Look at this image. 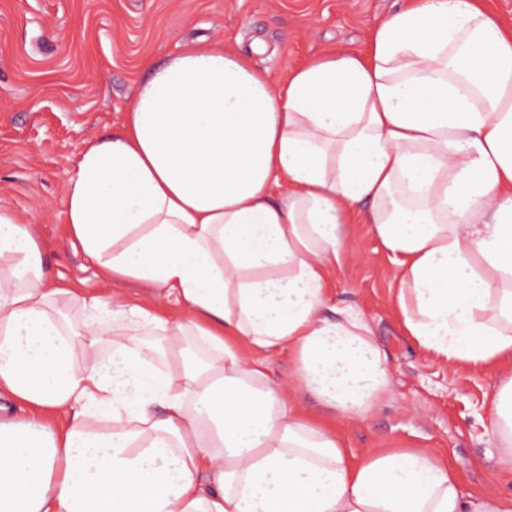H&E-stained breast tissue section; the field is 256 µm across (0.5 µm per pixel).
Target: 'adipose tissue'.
<instances>
[{
    "label": "adipose tissue",
    "mask_w": 512,
    "mask_h": 512,
    "mask_svg": "<svg viewBox=\"0 0 512 512\" xmlns=\"http://www.w3.org/2000/svg\"><path fill=\"white\" fill-rule=\"evenodd\" d=\"M146 68L127 122L68 178L67 222L104 281L150 284L186 316L109 291L72 324L73 292L0 207V397L29 411L0 418V512H512V493L464 494L417 449L352 460L266 371L288 351L339 419L387 392L368 320L326 288L361 203L418 344L512 357V34L475 0H405L366 52L282 85L214 46ZM486 433L512 474L511 375Z\"/></svg>",
    "instance_id": "1"
}]
</instances>
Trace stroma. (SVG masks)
I'll list each match as a JSON object with an SVG mask.
<instances>
[{
	"instance_id": "35a3bbf8",
	"label": "stroma",
	"mask_w": 512,
	"mask_h": 512,
	"mask_svg": "<svg viewBox=\"0 0 512 512\" xmlns=\"http://www.w3.org/2000/svg\"><path fill=\"white\" fill-rule=\"evenodd\" d=\"M397 0H0V204L31 224L46 278L79 296L101 293L98 268L70 240L65 185L88 143L128 118L145 62H163L205 43L252 51L257 68L284 81L332 50H364ZM347 247L327 282L331 304L367 317L390 374L387 393L360 420L336 426L358 456L419 448L448 461L464 492H512L485 433L486 405L512 360L458 365L425 352L403 326L397 266L354 214ZM127 302L169 320L181 306L150 286L113 283ZM270 376L302 409L324 415L295 380L284 351L266 356Z\"/></svg>"
}]
</instances>
